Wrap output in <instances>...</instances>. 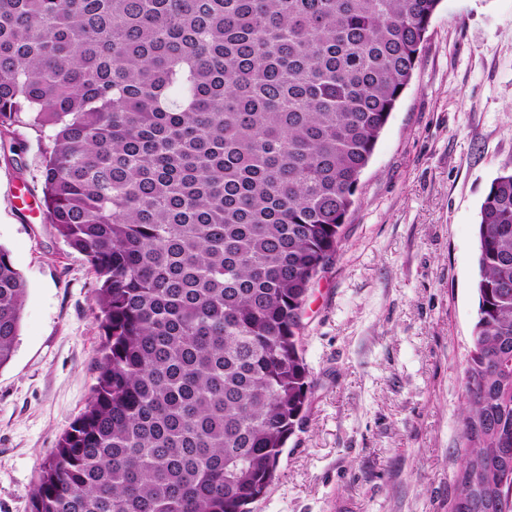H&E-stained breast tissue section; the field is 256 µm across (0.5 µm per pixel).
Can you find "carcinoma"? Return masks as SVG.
<instances>
[{"mask_svg": "<svg viewBox=\"0 0 512 512\" xmlns=\"http://www.w3.org/2000/svg\"><path fill=\"white\" fill-rule=\"evenodd\" d=\"M440 0H0V135L97 280L96 384L31 512H248L309 405L301 316ZM457 496L512 459V169L479 211ZM26 282L0 245V367Z\"/></svg>", "mask_w": 512, "mask_h": 512, "instance_id": "obj_1", "label": "carcinoma"}]
</instances>
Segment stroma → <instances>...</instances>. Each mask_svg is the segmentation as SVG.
<instances>
[{"label":"stroma","mask_w":512,"mask_h":512,"mask_svg":"<svg viewBox=\"0 0 512 512\" xmlns=\"http://www.w3.org/2000/svg\"><path fill=\"white\" fill-rule=\"evenodd\" d=\"M46 134L0 137V245L27 295L0 368V512L84 411L102 337L95 280L41 208ZM512 167V0H441L302 316L309 409L252 512H448L476 319V224Z\"/></svg>","instance_id":"obj_1"}]
</instances>
